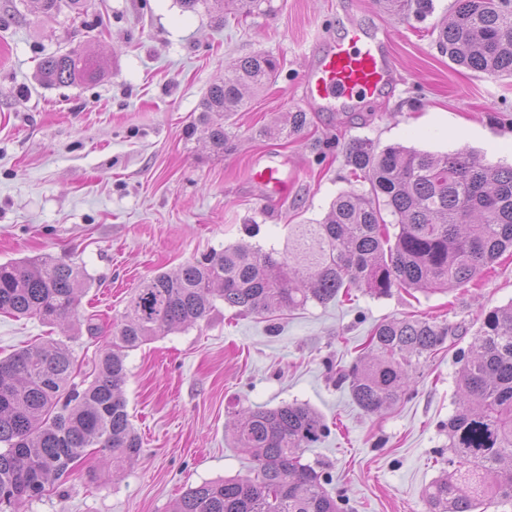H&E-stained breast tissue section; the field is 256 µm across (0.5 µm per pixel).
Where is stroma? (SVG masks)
<instances>
[{
    "label": "stroma",
    "mask_w": 512,
    "mask_h": 512,
    "mask_svg": "<svg viewBox=\"0 0 512 512\" xmlns=\"http://www.w3.org/2000/svg\"><path fill=\"white\" fill-rule=\"evenodd\" d=\"M453 0H434L425 20L384 12L378 0H263L222 21L178 0H87L81 13L43 14L35 0H0V263L45 254L83 268L88 290L70 332L81 375L91 374L113 321L139 280L237 244L284 250L288 227L321 221L345 191H365L348 164L354 143L403 145L434 154L467 148L512 164V77L465 70L441 54L434 27ZM351 22L388 38L392 83L345 112L308 108L303 80L326 40ZM91 51L103 77L47 86L44 55ZM255 52L279 64L275 80L233 113L230 146L212 152L187 136L210 83ZM303 111L301 135L279 136ZM278 166L288 194L266 208L252 180ZM512 303V255L477 281L447 292L361 290L327 304L266 315L219 308L210 320L129 351L125 396L142 439L120 474L107 462L89 480L78 465L25 512H168L188 487L248 474V454L225 429L243 407L305 403L330 432L303 460L321 464L327 491L348 512H427L424 489L448 458L457 406L459 350L487 311ZM415 315L458 327L428 358L409 394L365 414L338 372L364 353L381 322ZM98 325L92 335L88 324ZM35 319L0 314V356L44 336Z\"/></svg>",
    "instance_id": "obj_1"
}]
</instances>
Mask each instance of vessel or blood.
Returning a JSON list of instances; mask_svg holds the SVG:
<instances>
[{
  "mask_svg": "<svg viewBox=\"0 0 512 512\" xmlns=\"http://www.w3.org/2000/svg\"><path fill=\"white\" fill-rule=\"evenodd\" d=\"M393 71L394 57L386 41L364 27L352 26L317 56L305 77V98L312 106L351 109L380 95ZM252 179L268 187L265 203L271 207L288 190L287 181L271 166L256 168Z\"/></svg>",
  "mask_w": 512,
  "mask_h": 512,
  "instance_id": "1",
  "label": "vessel or blood"
}]
</instances>
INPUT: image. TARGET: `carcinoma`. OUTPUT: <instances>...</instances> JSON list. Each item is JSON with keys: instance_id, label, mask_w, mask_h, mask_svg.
I'll use <instances>...</instances> for the list:
<instances>
[{"instance_id": "cac0c4a2", "label": "carcinoma", "mask_w": 512, "mask_h": 512, "mask_svg": "<svg viewBox=\"0 0 512 512\" xmlns=\"http://www.w3.org/2000/svg\"><path fill=\"white\" fill-rule=\"evenodd\" d=\"M45 13L78 11L84 0H37ZM397 15L433 11V0H379ZM194 11L232 6L250 15L259 0H179ZM440 51L459 67L512 76V0H454L435 28ZM277 62L257 52L212 83L188 135L201 133L224 152V121L264 89ZM102 70L87 50L44 57L48 86L96 81ZM305 112H290L282 130L300 134ZM365 193L336 197L316 224H291L288 253L247 242L214 250L173 272L143 277L130 295L91 375L76 381L75 359L64 340L34 342L0 358V512H23L73 467L95 452L131 466L142 448L127 410L126 358L157 336L209 318L221 303L265 314L326 304L353 288L385 296L449 290L475 281L512 252V165L482 163L465 150L429 152L371 144L350 155ZM394 218L389 235L384 214ZM87 287L79 266L44 255L0 264V314L58 326L78 315ZM456 328L425 318L377 325L368 353L339 373L358 406L380 415L406 394L422 362ZM459 404L448 417V470L424 490L427 512H480L512 506V303L488 311L468 349L458 353ZM307 404L247 408L232 422L231 438L254 466L246 476L188 488L169 512H347L326 490L327 477L302 462L328 434Z\"/></svg>"}]
</instances>
